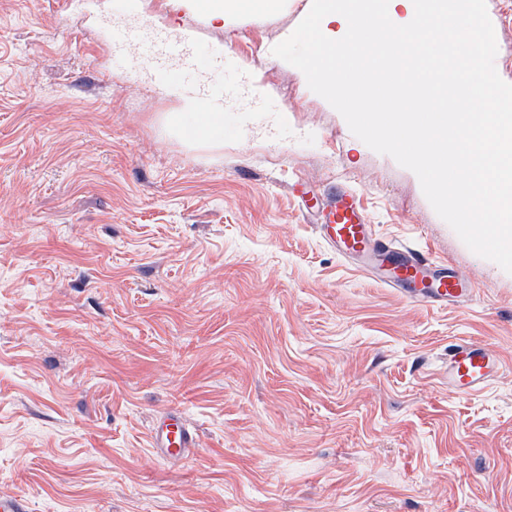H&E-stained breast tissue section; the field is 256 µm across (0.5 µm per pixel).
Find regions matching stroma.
<instances>
[{
	"label": "stroma",
	"mask_w": 512,
	"mask_h": 512,
	"mask_svg": "<svg viewBox=\"0 0 512 512\" xmlns=\"http://www.w3.org/2000/svg\"><path fill=\"white\" fill-rule=\"evenodd\" d=\"M311 5L0 0V491L32 512H512V274L273 55ZM486 7L512 83V0ZM192 99L223 140L172 131ZM295 182L356 190L473 297L377 284ZM461 337L501 364L470 396ZM169 411L199 437L176 463ZM198 445L197 435L186 425L181 414H170L153 426V450L162 460L184 459Z\"/></svg>",
	"instance_id": "1"
}]
</instances>
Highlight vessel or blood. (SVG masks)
Instances as JSON below:
<instances>
[{
  "instance_id": "b4317fda",
  "label": "vessel or blood",
  "mask_w": 512,
  "mask_h": 512,
  "mask_svg": "<svg viewBox=\"0 0 512 512\" xmlns=\"http://www.w3.org/2000/svg\"><path fill=\"white\" fill-rule=\"evenodd\" d=\"M317 231L341 258L363 261L369 275L414 300L444 305L463 290V281L449 275L444 262L423 257L402 243L379 241L374 225L365 220L360 197L353 191H337ZM499 369L497 357L485 346L462 339L448 348V380L458 394L480 391ZM197 445L196 434L181 414L161 418L153 427L152 446L160 459L185 458Z\"/></svg>"
}]
</instances>
